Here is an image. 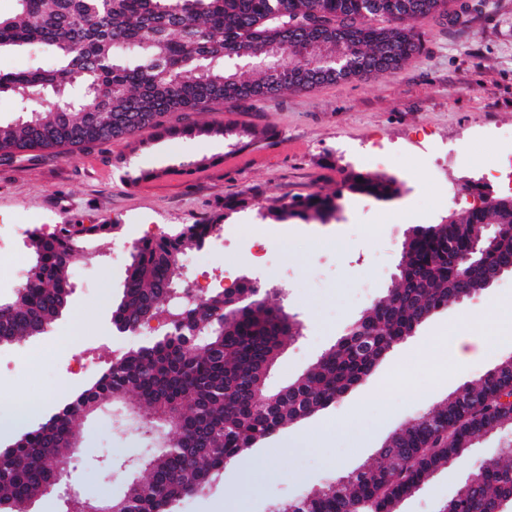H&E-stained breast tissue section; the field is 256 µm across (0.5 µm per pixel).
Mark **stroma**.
Wrapping results in <instances>:
<instances>
[{
	"instance_id": "1",
	"label": "stroma",
	"mask_w": 512,
	"mask_h": 512,
	"mask_svg": "<svg viewBox=\"0 0 512 512\" xmlns=\"http://www.w3.org/2000/svg\"><path fill=\"white\" fill-rule=\"evenodd\" d=\"M448 12L417 23L420 55L395 70L289 92L255 103H214L170 120L265 132L256 144L233 136L171 139L155 128L131 140L85 150H54L31 161L0 164V219L25 230L54 232L64 224H110L112 234L94 245L92 272L72 282L68 304L51 330L18 344L0 345V403L15 397L42 402L26 421L35 426L65 395L80 392L88 378L70 375L68 339L96 348L99 364L111 362L112 342L135 344L112 328L130 257L111 251L131 241L136 229L173 234L224 209L225 200L252 196L250 209L231 214L198 256L202 269H181V280L198 272L224 286L243 280L277 287L275 303L296 314L302 335L282 351L268 386L278 390L326 352L392 284L402 243L411 225L437 224L488 200L508 197L504 182L489 180L503 137L512 134V0H488L479 10ZM458 153L430 179L431 146ZM393 176L399 197L378 201L345 193L352 172ZM458 190L453 202L444 188ZM317 191L339 193L342 211L326 224L275 223L260 217L274 200ZM372 283L361 299L360 281ZM495 310L512 320V275L465 304L431 316L397 346L362 385L338 403L280 429L267 446L246 455L253 466V493L239 496L235 466L223 480L182 505V512H269L273 503L313 492L318 485L380 464L378 450L400 424L449 393L479 378L512 345L489 347L462 361L449 334L461 316L485 332L483 314ZM144 411L108 404L84 421L72 474L77 489L93 500L123 495L137 467L106 471L103 456L144 462L157 451L142 426ZM372 422V439L352 447L351 429ZM323 431V447L304 436ZM504 437L480 439L469 458L434 474L399 512H438L485 460L497 457Z\"/></svg>"
}]
</instances>
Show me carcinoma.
<instances>
[{
    "label": "carcinoma",
    "instance_id": "obj_1",
    "mask_svg": "<svg viewBox=\"0 0 512 512\" xmlns=\"http://www.w3.org/2000/svg\"><path fill=\"white\" fill-rule=\"evenodd\" d=\"M0 15V49L36 46L46 67L0 74V94L14 97L19 115L0 123V163L32 160L61 146L79 150L126 140L150 126L170 138L227 135L232 129L174 125L166 116L198 112L210 103L257 102L342 78L391 70L421 52L410 22L438 13L447 0H15ZM378 18L389 26L374 24ZM348 58L337 71L309 56ZM248 60L244 77L236 61ZM140 114L132 125L107 129L109 116ZM353 195L388 201L401 194L392 176L356 172L344 180ZM312 193L267 207L264 217L322 224L336 216V199ZM246 197L224 212L186 224L175 234L137 241L112 319L139 325L169 312L167 334L112 360L88 388L49 419L0 446V512H27L37 496L54 492L59 512L84 499L50 484L42 462L72 457L70 437L82 419L110 401L135 398L163 432L166 409L177 404V437L148 458L120 498L126 512H178L181 503L219 483L225 467L282 427L335 403L366 380L424 321L485 290L486 275L512 267V233L505 232L459 277V261L486 225L512 224V198L498 199L440 224H414L402 247L400 282L372 301L303 375L272 392L268 374L285 343L301 334L280 305H248L255 287L216 290L195 298L178 287L175 268L189 246L202 247ZM112 224H64L34 231V281L0 298V345L46 333L66 306L71 259ZM512 368L496 366L389 436L386 466L356 470L297 500L281 512H396L448 457L471 441L512 428ZM447 512H512V441L482 463L480 482L444 504Z\"/></svg>",
    "mask_w": 512,
    "mask_h": 512
}]
</instances>
